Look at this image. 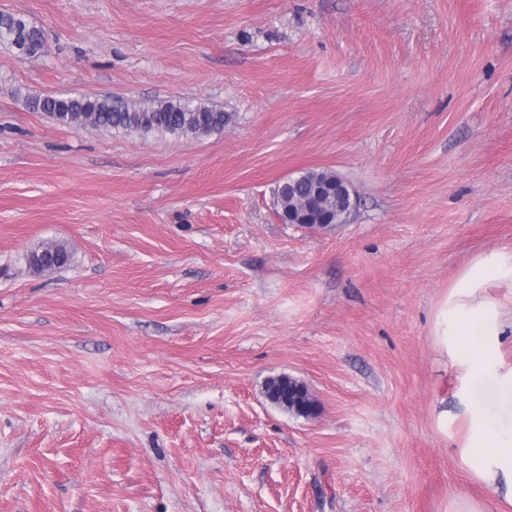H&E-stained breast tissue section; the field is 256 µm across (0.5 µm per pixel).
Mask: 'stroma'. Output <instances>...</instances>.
I'll return each mask as SVG.
<instances>
[{"instance_id":"1","label":"stroma","mask_w":512,"mask_h":512,"mask_svg":"<svg viewBox=\"0 0 512 512\" xmlns=\"http://www.w3.org/2000/svg\"><path fill=\"white\" fill-rule=\"evenodd\" d=\"M0 512H512L463 461L435 311L512 251V0H0ZM194 98L222 134L24 95ZM345 178V223L281 222ZM65 243L69 264L27 255ZM303 383L298 416L269 378ZM448 413V429L437 417ZM13 44L22 47L19 58L34 57L45 50L44 36L38 27L23 16L0 14V47L13 52ZM24 105L74 129L115 130L144 138L173 135L202 139L223 133L226 123L224 109L194 99L141 103L112 96L47 95L26 97ZM301 175L305 176V178L296 185V187L291 191L290 195H288L289 177L284 180L282 184H278L275 192L276 199L279 201L280 209L288 210L289 204L298 205L299 203H302L306 196L309 185L312 182L334 179L335 177L337 178L335 187H314L312 196L316 197L317 194L322 193V190H327L330 193H336V198L341 202V206L336 208L335 202L332 200L327 202L324 206V209L329 211L336 210V213L328 214L321 211H311L304 205L288 214V218L284 219L283 217L279 216L280 220L287 224H298V226L308 230L324 229L330 224H342L352 208L353 190L350 188V186L342 178L329 171L309 170L302 173ZM46 255H52L54 258L51 256V261H47ZM69 259L70 254L65 245L54 241L41 243L35 253L27 256L29 265L39 271L61 268L68 263Z\"/></svg>"}]
</instances>
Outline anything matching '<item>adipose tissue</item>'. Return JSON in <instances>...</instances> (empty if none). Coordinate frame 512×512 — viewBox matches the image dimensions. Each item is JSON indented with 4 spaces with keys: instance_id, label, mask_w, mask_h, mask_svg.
<instances>
[{
    "instance_id": "1",
    "label": "adipose tissue",
    "mask_w": 512,
    "mask_h": 512,
    "mask_svg": "<svg viewBox=\"0 0 512 512\" xmlns=\"http://www.w3.org/2000/svg\"><path fill=\"white\" fill-rule=\"evenodd\" d=\"M493 282L512 283V252L476 259L438 306L432 332L438 351L451 354L464 371L470 432L463 458L490 494L512 504V367L498 358L512 316L484 296Z\"/></svg>"
}]
</instances>
